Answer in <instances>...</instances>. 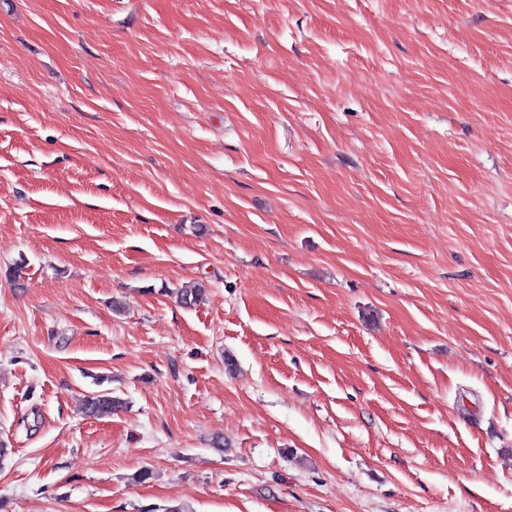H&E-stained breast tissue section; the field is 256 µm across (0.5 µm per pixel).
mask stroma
Segmentation results:
<instances>
[{
	"mask_svg": "<svg viewBox=\"0 0 512 512\" xmlns=\"http://www.w3.org/2000/svg\"><path fill=\"white\" fill-rule=\"evenodd\" d=\"M0 442L8 512H512V0H0ZM112 389L89 392L81 401V413L88 418H101L111 415L123 407V399L113 395Z\"/></svg>",
	"mask_w": 512,
	"mask_h": 512,
	"instance_id": "stroma-1",
	"label": "stroma"
}]
</instances>
